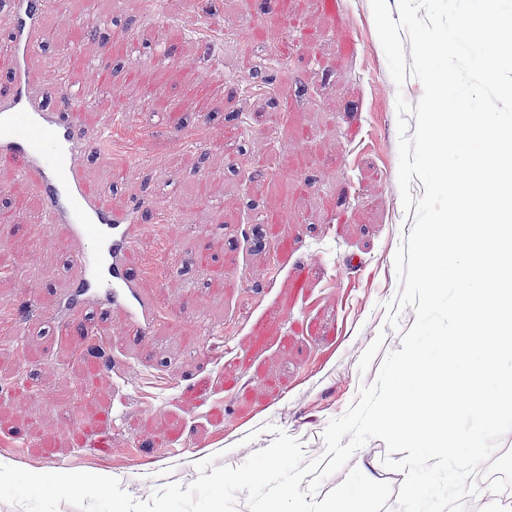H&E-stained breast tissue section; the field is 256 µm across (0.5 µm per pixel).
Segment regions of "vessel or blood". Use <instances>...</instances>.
I'll use <instances>...</instances> for the list:
<instances>
[{
    "mask_svg": "<svg viewBox=\"0 0 512 512\" xmlns=\"http://www.w3.org/2000/svg\"><path fill=\"white\" fill-rule=\"evenodd\" d=\"M61 6V0H11L14 22L5 45L11 81L0 89V159L13 162L17 177L34 180L40 190L43 204L34 224L63 229L70 243L69 320L83 324L94 342V314L118 309L136 334L145 335L157 325L161 304L139 289L146 269L137 262L136 246L149 235L174 241L182 227L163 214L157 223H143L136 205L112 210L103 202L105 187L86 178L91 154L111 138L112 121L87 127L79 109L111 87L107 53L85 58L82 73L51 70L41 81L31 79L27 62L47 35L44 20ZM53 88L61 90L62 102H50Z\"/></svg>",
    "mask_w": 512,
    "mask_h": 512,
    "instance_id": "obj_1",
    "label": "vessel or blood"
}]
</instances>
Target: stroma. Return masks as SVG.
I'll list each match as a JSON object with an SVG mask.
<instances>
[{
  "instance_id": "stroma-1",
  "label": "stroma",
  "mask_w": 512,
  "mask_h": 512,
  "mask_svg": "<svg viewBox=\"0 0 512 512\" xmlns=\"http://www.w3.org/2000/svg\"><path fill=\"white\" fill-rule=\"evenodd\" d=\"M287 2L283 18L278 0H164L160 25L183 32L166 41L176 64L145 61L136 70L153 105L129 87L119 101L96 97L82 115L93 125L121 112L112 136L139 155L113 157L122 179L112 208L148 200L158 183L171 182V216L207 228L174 246L141 243L139 255L156 254L162 271L141 290L165 294L167 303L147 336L133 335L122 312L103 317L109 365H91L88 340L62 319L63 286L54 278L62 245H36L31 222L40 193L0 164V185L15 200L10 222L0 223L9 251L0 308L35 305L31 319L0 329V464L114 477L144 500L167 483L192 484L207 458L242 465L277 430L315 459L328 423L400 349L414 310L394 329L383 308L399 292L394 256L414 224L398 186L396 99L417 104L423 86L392 79L370 0ZM95 10L115 24L60 58L61 69L77 72L80 58L134 16L123 0H95ZM198 15L211 36H187ZM253 24L262 29L258 46L236 35ZM268 65L276 75L270 89L244 93L241 81ZM153 106L237 143L172 152L165 134H140ZM203 175L223 218L197 204L192 187ZM207 326L223 330L224 354L204 336ZM98 435L111 438L112 455L88 454ZM386 454L372 439L349 465L400 487L405 476L384 467Z\"/></svg>"
}]
</instances>
